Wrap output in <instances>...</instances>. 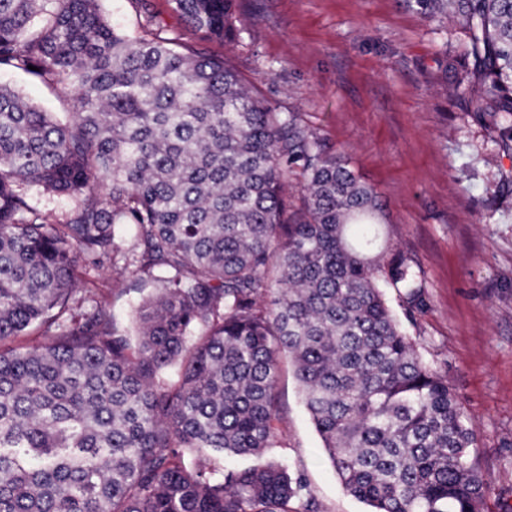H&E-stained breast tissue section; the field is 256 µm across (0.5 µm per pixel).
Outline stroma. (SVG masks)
<instances>
[{
  "label": "stroma",
  "mask_w": 512,
  "mask_h": 512,
  "mask_svg": "<svg viewBox=\"0 0 512 512\" xmlns=\"http://www.w3.org/2000/svg\"><path fill=\"white\" fill-rule=\"evenodd\" d=\"M111 24L139 33L154 16L160 33L195 52L224 57L254 94L303 123L375 187L385 236L425 286L427 303L394 313L422 357L448 379L476 432L475 454L490 486L487 512H512V168L496 133L453 95L442 54L461 57L463 37L397 0H236L242 35L225 44L187 30L170 0H101ZM22 92L57 119L72 91L0 70V86ZM82 304L113 303L125 326L138 294L111 265L80 266ZM283 437L270 458L301 472L322 512H367L346 494L306 413L289 364L278 379Z\"/></svg>",
  "instance_id": "35a3bbf8"
}]
</instances>
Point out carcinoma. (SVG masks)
I'll use <instances>...</instances> for the list:
<instances>
[{
	"mask_svg": "<svg viewBox=\"0 0 512 512\" xmlns=\"http://www.w3.org/2000/svg\"><path fill=\"white\" fill-rule=\"evenodd\" d=\"M465 37L457 98L512 153V0H404ZM232 42V0H171ZM113 27L99 0H0V70L74 90L64 122L0 86V512H320L280 443L282 360L370 512H486L475 430L398 327L425 304L377 191L223 59ZM34 69H28V66ZM300 181L299 196L285 191ZM65 196L59 217L32 193ZM157 293L76 320L74 273ZM32 328L43 342L8 344ZM228 456L254 459L243 469Z\"/></svg>",
	"mask_w": 512,
	"mask_h": 512,
	"instance_id": "carcinoma-1",
	"label": "carcinoma"
}]
</instances>
